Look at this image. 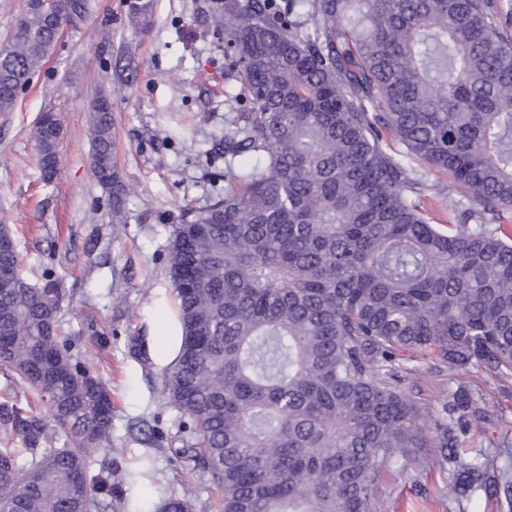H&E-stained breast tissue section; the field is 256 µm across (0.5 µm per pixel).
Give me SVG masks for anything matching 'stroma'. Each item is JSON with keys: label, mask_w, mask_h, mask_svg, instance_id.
Listing matches in <instances>:
<instances>
[{"label": "stroma", "mask_w": 512, "mask_h": 512, "mask_svg": "<svg viewBox=\"0 0 512 512\" xmlns=\"http://www.w3.org/2000/svg\"><path fill=\"white\" fill-rule=\"evenodd\" d=\"M150 24H131L126 0H89L87 19L68 29L0 114V222L12 228L22 274L61 283L59 318L75 357L112 390L110 449L89 451L90 474L120 476L107 512H159L186 483L190 512H212L206 478L177 457L188 424L163 392L181 341L168 254L183 212L223 194L224 164L208 150L233 109L224 100V45L207 18L211 0H154ZM112 98L113 157L128 188L124 220L94 176L88 106ZM61 113L64 131L52 180H44L31 130L40 113ZM400 372L424 417L442 413L458 386L480 396L484 423L459 440L462 459L497 458L512 448V378L482 368L451 371L431 353L412 354ZM449 470L426 463L386 472L384 512H507L474 491L453 500Z\"/></svg>", "instance_id": "1"}]
</instances>
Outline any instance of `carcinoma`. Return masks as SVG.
I'll list each match as a JSON object with an SVG mask.
<instances>
[{
	"mask_svg": "<svg viewBox=\"0 0 512 512\" xmlns=\"http://www.w3.org/2000/svg\"><path fill=\"white\" fill-rule=\"evenodd\" d=\"M126 6L150 22L154 0ZM509 14L495 0H212L224 98L240 111L212 148L224 195L173 230L182 337L164 392L217 512H383V473L430 448L453 466L449 497L479 484L512 509L496 459L459 456V434L485 418L479 398L462 387L426 419L397 380L401 354L425 350L512 377ZM56 42L28 0L0 45V112ZM89 112L92 168L120 221L112 113L96 99ZM62 132L54 112L32 129L46 180ZM416 162L451 179L440 227ZM61 300L57 279L36 287L17 247L0 251V365L25 399L0 401L23 444L0 447V512H96L112 490L87 454L112 441V394L59 336ZM194 491L163 512H188Z\"/></svg>",
	"mask_w": 512,
	"mask_h": 512,
	"instance_id": "1",
	"label": "carcinoma"
}]
</instances>
